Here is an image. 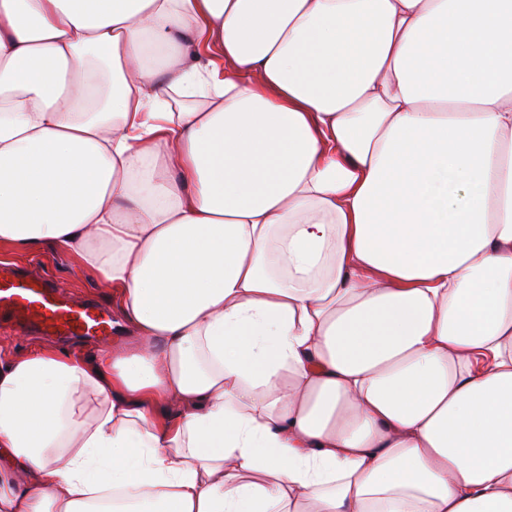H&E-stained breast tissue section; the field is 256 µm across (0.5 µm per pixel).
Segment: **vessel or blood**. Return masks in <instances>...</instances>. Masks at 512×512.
I'll return each mask as SVG.
<instances>
[{"mask_svg": "<svg viewBox=\"0 0 512 512\" xmlns=\"http://www.w3.org/2000/svg\"><path fill=\"white\" fill-rule=\"evenodd\" d=\"M0 317L60 337L102 340L112 334L107 313L68 299L39 276H0Z\"/></svg>", "mask_w": 512, "mask_h": 512, "instance_id": "vessel-or-blood-1", "label": "vessel or blood"}]
</instances>
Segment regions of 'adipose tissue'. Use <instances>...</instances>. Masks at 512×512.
I'll return each mask as SVG.
<instances>
[{
	"label": "adipose tissue",
	"mask_w": 512,
	"mask_h": 512,
	"mask_svg": "<svg viewBox=\"0 0 512 512\" xmlns=\"http://www.w3.org/2000/svg\"><path fill=\"white\" fill-rule=\"evenodd\" d=\"M121 346L0 351V512H512V0H0V249Z\"/></svg>",
	"instance_id": "obj_1"
}]
</instances>
